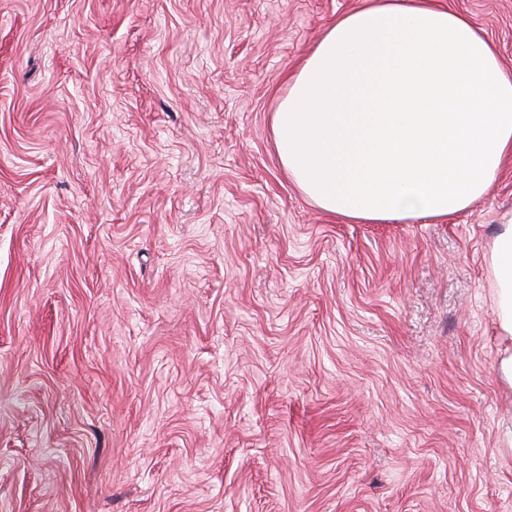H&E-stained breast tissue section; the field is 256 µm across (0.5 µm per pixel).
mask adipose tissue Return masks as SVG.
Returning a JSON list of instances; mask_svg holds the SVG:
<instances>
[{"label": "adipose tissue", "instance_id": "obj_1", "mask_svg": "<svg viewBox=\"0 0 512 512\" xmlns=\"http://www.w3.org/2000/svg\"><path fill=\"white\" fill-rule=\"evenodd\" d=\"M271 115L281 165L317 208L348 219L449 216L512 156V74L472 20L432 0H367L337 17ZM512 385V224L491 250Z\"/></svg>", "mask_w": 512, "mask_h": 512}]
</instances>
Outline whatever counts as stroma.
Masks as SVG:
<instances>
[{
    "label": "stroma",
    "instance_id": "35a3bbf8",
    "mask_svg": "<svg viewBox=\"0 0 512 512\" xmlns=\"http://www.w3.org/2000/svg\"><path fill=\"white\" fill-rule=\"evenodd\" d=\"M512 74V0H437ZM362 0H0V512H512L490 252L275 152Z\"/></svg>",
    "mask_w": 512,
    "mask_h": 512
}]
</instances>
